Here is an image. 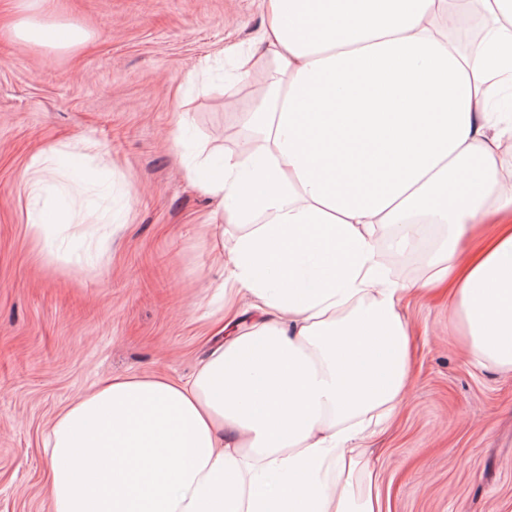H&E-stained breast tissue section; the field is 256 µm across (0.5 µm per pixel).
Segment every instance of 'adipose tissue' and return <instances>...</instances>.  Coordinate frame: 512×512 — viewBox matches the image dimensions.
<instances>
[{
	"label": "adipose tissue",
	"mask_w": 512,
	"mask_h": 512,
	"mask_svg": "<svg viewBox=\"0 0 512 512\" xmlns=\"http://www.w3.org/2000/svg\"><path fill=\"white\" fill-rule=\"evenodd\" d=\"M260 134L189 169L245 225L215 286L256 314L187 380L116 377L43 437L53 512H385L362 446L407 396L406 295L448 291L468 359L512 371V0H264ZM491 28L461 53L448 31ZM15 37L70 47L76 27ZM443 231L426 276L377 248Z\"/></svg>",
	"instance_id": "adipose-tissue-1"
}]
</instances>
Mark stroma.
Segmentation results:
<instances>
[{
	"label": "stroma",
	"instance_id": "35a3bbf8",
	"mask_svg": "<svg viewBox=\"0 0 512 512\" xmlns=\"http://www.w3.org/2000/svg\"><path fill=\"white\" fill-rule=\"evenodd\" d=\"M0 0V512H53L41 436L71 399L115 375L188 377L225 339L211 287L225 274L215 204L186 178L200 152L250 135L255 91L224 49L249 46L261 0H49L84 30L56 48L16 40ZM187 113L183 137L174 129ZM56 150L32 187L31 164ZM84 209L32 237V217ZM395 279L425 253L378 244ZM411 390L363 442L390 512H512V372L470 365L448 297L402 307Z\"/></svg>",
	"mask_w": 512,
	"mask_h": 512
}]
</instances>
